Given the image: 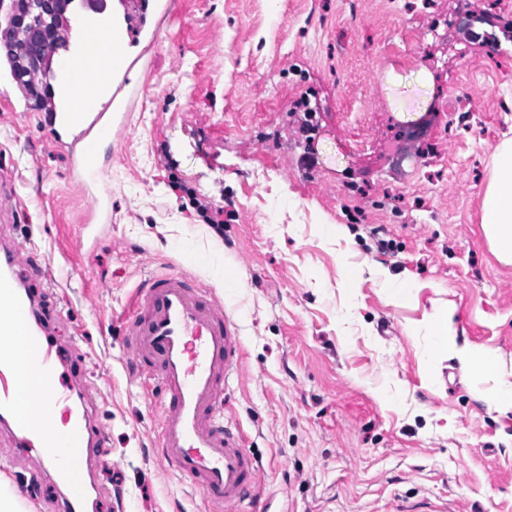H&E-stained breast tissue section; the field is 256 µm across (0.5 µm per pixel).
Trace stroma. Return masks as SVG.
Here are the masks:
<instances>
[{"mask_svg":"<svg viewBox=\"0 0 512 512\" xmlns=\"http://www.w3.org/2000/svg\"><path fill=\"white\" fill-rule=\"evenodd\" d=\"M499 2L174 0L151 41L141 0H120L141 90L104 152L112 221L94 240L66 149L0 73V172L19 200L0 239L27 248L50 340L78 341L73 376L107 434L88 512L203 507L159 454V386L123 346L131 293L166 267L237 325L223 419L262 468L265 512H512V414L452 354L427 358V321L449 306L457 344L512 373V265L479 224L493 149L512 138V6L493 40L448 23ZM201 203L223 208V234ZM379 268L415 279L412 297L390 299ZM36 455L0 427V484L37 479L23 512H66Z\"/></svg>","mask_w":512,"mask_h":512,"instance_id":"1","label":"stroma"}]
</instances>
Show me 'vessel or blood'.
<instances>
[{"instance_id":"1","label":"vessel or blood","mask_w":512,"mask_h":512,"mask_svg":"<svg viewBox=\"0 0 512 512\" xmlns=\"http://www.w3.org/2000/svg\"><path fill=\"white\" fill-rule=\"evenodd\" d=\"M85 36L58 70L55 82L68 92L120 100L134 88L126 70L100 71L102 56L127 55L126 40L111 22L84 20ZM43 125L52 143L66 147L70 171L91 202L90 213L106 217L107 190L99 184L101 160L90 154L95 138L120 140L126 124H113L103 112H50ZM28 255L16 246L0 249V423L8 425L19 445L41 448L38 468H54L73 497V512L84 505L81 472L87 448L104 441L103 430L89 429L86 417L71 407L72 388L55 377L63 363L44 342L22 271ZM127 362L143 383L159 380L157 418L162 458L182 476L200 480L205 512H256L261 469L240 434L220 424L224 387L239 366L242 346L236 325L212 289L176 269L155 273L136 289L123 317ZM24 334L31 361L27 381H19L12 336ZM64 414L65 428L53 427Z\"/></svg>"}]
</instances>
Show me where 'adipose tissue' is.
<instances>
[{
  "label": "adipose tissue",
  "mask_w": 512,
  "mask_h": 512,
  "mask_svg": "<svg viewBox=\"0 0 512 512\" xmlns=\"http://www.w3.org/2000/svg\"><path fill=\"white\" fill-rule=\"evenodd\" d=\"M480 224L497 259L512 264V140L498 144L492 154L488 184L480 202ZM459 357L476 382L492 381L488 399L501 414L512 413V379L500 375L492 356L465 347Z\"/></svg>",
  "instance_id": "obj_1"
}]
</instances>
